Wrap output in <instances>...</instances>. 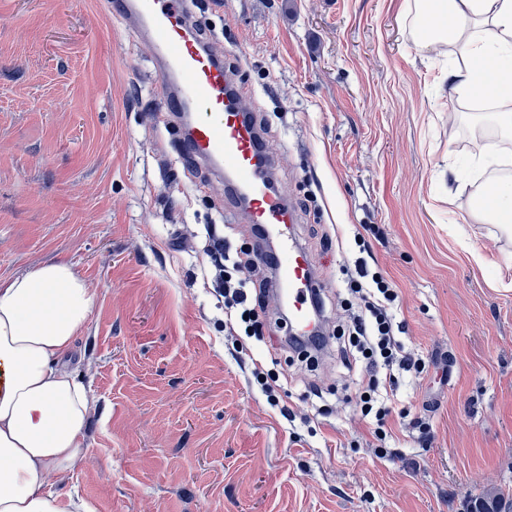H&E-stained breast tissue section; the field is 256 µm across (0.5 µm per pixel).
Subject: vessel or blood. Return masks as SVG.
Wrapping results in <instances>:
<instances>
[{
    "label": "vessel or blood",
    "mask_w": 512,
    "mask_h": 512,
    "mask_svg": "<svg viewBox=\"0 0 512 512\" xmlns=\"http://www.w3.org/2000/svg\"><path fill=\"white\" fill-rule=\"evenodd\" d=\"M112 14L149 46L165 101L160 117L175 120L178 144L223 185L234 202L232 216H245L274 236L269 261L280 274L276 299L287 306L295 333L309 334L316 282L296 243V211L274 188L277 160L242 107L234 74L198 34L189 0H117Z\"/></svg>",
    "instance_id": "obj_1"
}]
</instances>
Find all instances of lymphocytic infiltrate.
Listing matches in <instances>:
<instances>
[{
    "mask_svg": "<svg viewBox=\"0 0 512 512\" xmlns=\"http://www.w3.org/2000/svg\"><path fill=\"white\" fill-rule=\"evenodd\" d=\"M206 236L207 263L220 273L214 292L224 301L225 325L252 334L260 312L266 309L271 280L263 276L253 251L231 252L220 225H208ZM341 273L356 301L348 309L340 334L341 363L347 372L359 375L361 413L375 419L374 436L383 441L388 404L400 387L399 373L417 376L425 365L396 336L401 324L396 320L399 295L394 282L381 272L370 271L363 260L342 266Z\"/></svg>",
    "mask_w": 512,
    "mask_h": 512,
    "instance_id": "f902f5d3",
    "label": "lymphocytic infiltrate"
}]
</instances>
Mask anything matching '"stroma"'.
<instances>
[{
    "instance_id": "1",
    "label": "stroma",
    "mask_w": 512,
    "mask_h": 512,
    "mask_svg": "<svg viewBox=\"0 0 512 512\" xmlns=\"http://www.w3.org/2000/svg\"><path fill=\"white\" fill-rule=\"evenodd\" d=\"M197 2L266 124L330 344L302 367L274 302L260 335L225 330L203 253L224 189L199 192L156 118L148 49L105 0H0V283L63 259L94 299L70 358L87 451L52 484L95 512H467L512 493V291L496 286L512 238L472 219L477 185L450 174L490 143L455 117L480 106L449 86L447 45L415 46L406 0ZM359 233L425 363L384 456L334 342Z\"/></svg>"
}]
</instances>
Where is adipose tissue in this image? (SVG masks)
Here are the masks:
<instances>
[{
    "instance_id": "ef3b65f1",
    "label": "adipose tissue",
    "mask_w": 512,
    "mask_h": 512,
    "mask_svg": "<svg viewBox=\"0 0 512 512\" xmlns=\"http://www.w3.org/2000/svg\"><path fill=\"white\" fill-rule=\"evenodd\" d=\"M420 48L447 44L448 80L485 109L468 113L495 135L474 167L481 188L512 180V92L493 48H512V0H409ZM93 306L72 264L57 261L0 285V512H91L55 488L51 473L85 454L89 397L65 359Z\"/></svg>"
}]
</instances>
